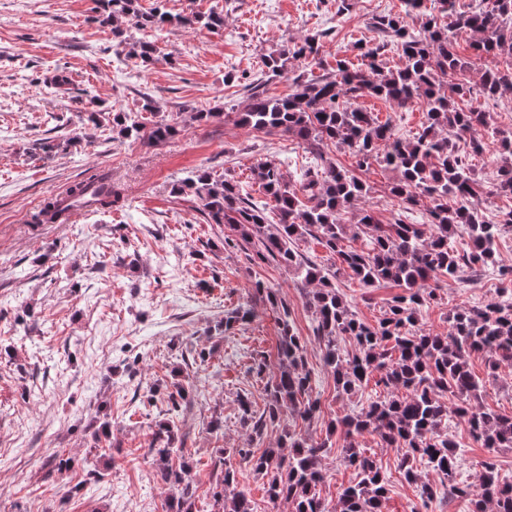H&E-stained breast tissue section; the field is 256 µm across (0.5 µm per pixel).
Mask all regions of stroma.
Masks as SVG:
<instances>
[{
  "label": "stroma",
  "instance_id": "1",
  "mask_svg": "<svg viewBox=\"0 0 512 512\" xmlns=\"http://www.w3.org/2000/svg\"><path fill=\"white\" fill-rule=\"evenodd\" d=\"M348 2L342 13L339 0H138L145 11L224 16L218 31L174 24L157 32L120 19L129 42L156 46L154 60L144 63L116 54L111 28L95 20L94 0H0V512H164L167 490L150 448L164 418L163 398L184 378L197 394L178 425L185 455L199 462L192 473L197 508L211 512L215 451L246 441L237 394L251 392L262 405L264 383L249 368L259 354L277 361V314L256 294L258 280L279 289L306 343L320 414L295 422L297 431L325 437L328 421L388 397L374 377L352 395L338 393L300 279L259 259L252 245L225 246L236 231L209 223L195 196L172 190L204 168L259 201L264 194L251 169L264 161L299 183L311 161L305 147L243 126L235 114L247 103L246 81L262 76L263 58L307 36H322L316 63L289 60L287 72L267 83L268 95H288L295 77L334 72L340 59L364 66L361 49L376 39L373 17L401 13L402 0ZM456 48L470 62L461 77L472 89L464 106L512 131V101L489 100L477 90L492 60L475 56L465 34H458ZM58 73L68 82L50 90L48 80ZM358 105L391 121L406 139L424 121L417 105L397 108L373 96ZM91 112L100 113L102 125L88 138L50 155L42 151L44 142L65 143L79 115ZM116 112L147 127L174 118L180 132L149 146L113 129ZM195 112L212 118L196 122ZM98 168L110 170L123 188V208L87 212L69 224L32 223L46 198ZM357 176L367 193L346 208V223L356 224L365 211L394 223L402 209L388 192L393 172L376 162ZM336 288L371 325L402 292L390 282L364 286L345 271ZM437 294L422 307L418 327L444 336L457 308L512 297V289L496 267H487L440 282ZM240 306L252 310V319L217 332L218 322ZM469 364L486 381L485 405L511 415L512 364H502L492 379L482 356ZM215 415L224 422L216 434L209 429ZM446 432L457 445L458 482L475 483L478 462L489 456L500 477L512 481V449L483 448L453 413ZM331 439L320 494L333 502L355 473L342 461L343 434ZM356 443L389 476L382 512H469L467 500L444 490L423 503L419 485L403 480L396 449L376 435L363 433ZM62 458L70 459L69 469L58 470Z\"/></svg>",
  "mask_w": 512,
  "mask_h": 512
}]
</instances>
